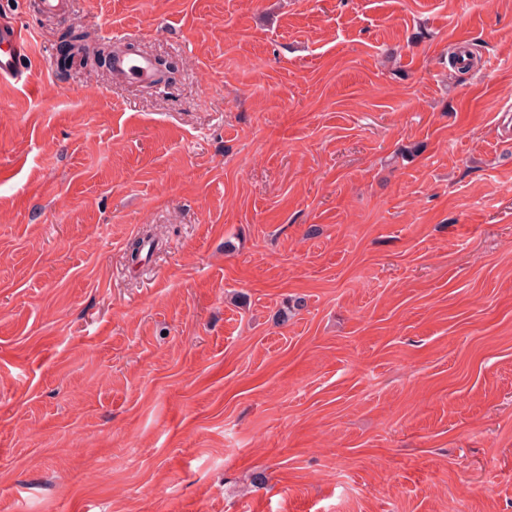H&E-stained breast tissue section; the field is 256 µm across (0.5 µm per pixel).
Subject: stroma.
<instances>
[{"label":"stroma","mask_w":512,"mask_h":512,"mask_svg":"<svg viewBox=\"0 0 512 512\" xmlns=\"http://www.w3.org/2000/svg\"><path fill=\"white\" fill-rule=\"evenodd\" d=\"M19 20L0 512H512V0ZM72 29L176 79L60 68ZM457 35L482 74L449 75Z\"/></svg>","instance_id":"obj_1"}]
</instances>
